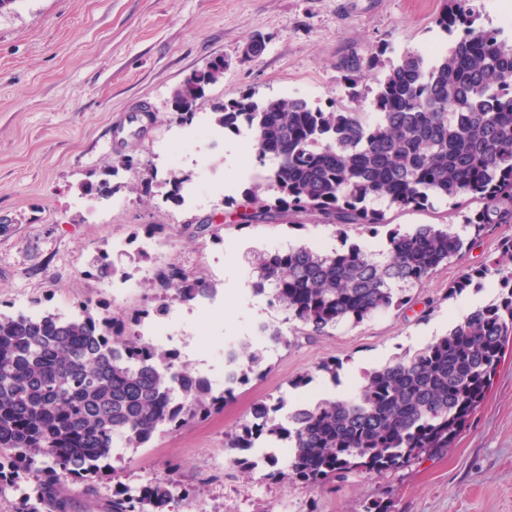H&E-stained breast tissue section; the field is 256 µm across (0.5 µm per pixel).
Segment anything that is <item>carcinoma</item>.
<instances>
[{
  "label": "carcinoma",
  "instance_id": "1",
  "mask_svg": "<svg viewBox=\"0 0 512 512\" xmlns=\"http://www.w3.org/2000/svg\"><path fill=\"white\" fill-rule=\"evenodd\" d=\"M474 0H445L437 27L462 36L446 53L426 60L417 52L382 73L372 98L352 94L354 106L323 111L303 99L257 102L243 96L214 107L217 123L246 128L265 180L244 194L238 225L296 223L305 216L347 237L354 227L377 236L384 207L418 209L450 200L463 224H419L392 230L375 253L353 244L321 253L300 245L254 254L252 290L268 295L287 320L310 335L342 323L357 325L379 311L401 308L410 291L492 228L512 224V39L502 27L475 26ZM383 66L380 53L352 52L337 66L355 87ZM224 76L215 60L172 93L184 122ZM479 202L472 210L469 204ZM499 300L414 352L364 374L345 398L324 399L277 418L283 400L254 404L252 421L230 435L239 452L267 437L291 442L287 479L307 487L344 480L363 470L383 473L454 445L481 406L512 345V237L491 261L448 285L446 297L485 280ZM151 288L178 302L213 291L207 280L176 263L156 268ZM144 312L127 319L84 308L77 317L0 314V449L30 471L43 464L53 478L39 483L35 507L25 497L17 512H70L62 479L95 492L93 479L109 470L112 448H141L162 427L186 426L224 408L236 385L260 374L264 355L240 344V379L216 392L212 384L132 332ZM180 484L167 478L142 494L116 492L108 512H165Z\"/></svg>",
  "mask_w": 512,
  "mask_h": 512
}]
</instances>
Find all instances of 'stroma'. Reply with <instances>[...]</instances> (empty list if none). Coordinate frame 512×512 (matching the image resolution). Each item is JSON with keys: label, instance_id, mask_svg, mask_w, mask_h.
<instances>
[{"label": "stroma", "instance_id": "stroma-1", "mask_svg": "<svg viewBox=\"0 0 512 512\" xmlns=\"http://www.w3.org/2000/svg\"><path fill=\"white\" fill-rule=\"evenodd\" d=\"M444 0H15L0 11V313L20 306L40 313L94 312L120 315L140 309L135 327L145 333L157 320L173 323L169 347L195 374L224 373L218 350L225 338L250 335L256 323L289 331L285 312L254 293L251 257L257 251L307 245L331 252L344 243L386 249L384 235L350 229L337 237L325 224L230 222L225 196L241 198L257 179L248 132L221 133L209 144L203 126H214V108L243 94L265 100L302 98L325 111L350 106L352 91L373 95L366 74L357 88L339 80V59L354 50H382V62L409 51L448 49L454 35L434 23ZM264 50L244 51L254 38ZM215 56L228 66L207 90L186 124L172 111L171 94L186 76ZM152 114L145 133L129 117ZM137 167L113 176L110 199L86 191L116 154ZM211 183L197 202L167 200L171 177ZM153 173L151 193L141 190ZM390 227L454 224L453 205L420 210L391 208ZM208 220L201 233L196 221ZM164 233H154V225ZM504 226L441 265L411 302L358 325L343 324L323 336L297 334L289 346L265 347V371L237 387L222 410L178 430L154 435L141 448L116 447L111 469L87 496L71 484V512H106L116 490L176 476L188 496L172 512H512V354H506L483 405L454 447L421 456L382 474L357 472L316 488L272 477L264 451L256 465L230 464L224 442L251 420L256 402L348 396L364 371L444 335L466 315L494 300L495 283L484 282L446 299L449 283L499 253ZM151 241L153 249L140 245ZM107 255L127 286L113 296L94 276L95 260ZM175 262L206 277L217 290L214 304L195 311L176 301L162 304L142 269ZM341 365L337 378L320 371L323 361ZM304 386L294 387L299 377Z\"/></svg>", "mask_w": 512, "mask_h": 512}]
</instances>
